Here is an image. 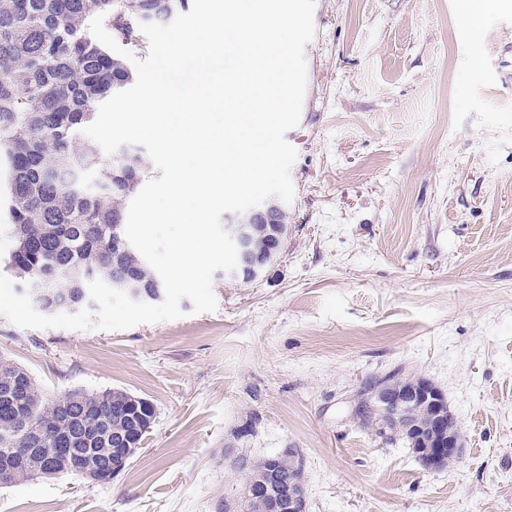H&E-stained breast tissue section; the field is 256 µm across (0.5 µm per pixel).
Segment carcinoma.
Returning a JSON list of instances; mask_svg holds the SVG:
<instances>
[{
	"mask_svg": "<svg viewBox=\"0 0 512 512\" xmlns=\"http://www.w3.org/2000/svg\"><path fill=\"white\" fill-rule=\"evenodd\" d=\"M187 0H0V151L8 192L5 229L13 239L6 269L42 311L91 304L88 283L100 278L122 289L127 278L150 290L159 275L137 251H123L126 204L145 170L144 155L121 146L102 165L97 144L82 134L98 107L135 80L126 58L89 31L105 15L108 33L125 46L139 43L140 24H162ZM14 385L28 393L7 405ZM127 391H73L45 398L29 372L0 355V455L24 448H55L56 436L85 429L79 448L97 466L112 432L127 419L117 411ZM270 457L240 459L261 475ZM240 512H270L261 494L245 489Z\"/></svg>",
	"mask_w": 512,
	"mask_h": 512,
	"instance_id": "cac0c4a2",
	"label": "carcinoma"
}]
</instances>
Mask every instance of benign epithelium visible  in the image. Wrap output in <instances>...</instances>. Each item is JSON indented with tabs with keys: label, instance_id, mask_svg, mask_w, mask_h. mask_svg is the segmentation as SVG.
<instances>
[{
	"label": "benign epithelium",
	"instance_id": "benign-epithelium-1",
	"mask_svg": "<svg viewBox=\"0 0 512 512\" xmlns=\"http://www.w3.org/2000/svg\"><path fill=\"white\" fill-rule=\"evenodd\" d=\"M286 209L275 198L241 214L225 218L224 229L232 237L238 251L237 267L224 277L245 274L255 280L279 253L278 243L282 238L283 224L280 215ZM376 412L375 424L382 434L391 431L416 430L413 442L418 444V455L428 470H436L448 462L459 459L464 445V436L456 418L450 416L444 394L435 386L428 385L422 377L395 378L377 385L372 391ZM133 429L116 437L114 457L106 462L102 480H109L122 470L125 460L140 447L139 439L133 437ZM61 447L53 455H41L39 448H27L19 457L0 458V482H12L19 470L26 468L31 455L41 457L40 463L50 468L64 467V471L89 479L84 465L86 449L73 447V437L66 435L58 440ZM264 492L272 498L276 512H306L303 484L292 476L274 468L263 482Z\"/></svg>",
	"mask_w": 512,
	"mask_h": 512
}]
</instances>
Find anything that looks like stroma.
<instances>
[{"instance_id": "1", "label": "stroma", "mask_w": 512, "mask_h": 512, "mask_svg": "<svg viewBox=\"0 0 512 512\" xmlns=\"http://www.w3.org/2000/svg\"><path fill=\"white\" fill-rule=\"evenodd\" d=\"M288 233L218 308L124 331L23 329L0 354L44 396L123 389L155 421L111 480L0 488V512H224L240 457L294 448L307 512H512V0H316ZM480 71H473V64ZM421 376L461 422L430 471L359 409Z\"/></svg>"}]
</instances>
